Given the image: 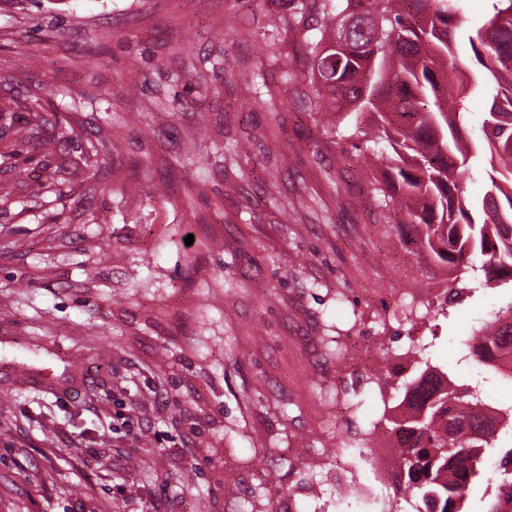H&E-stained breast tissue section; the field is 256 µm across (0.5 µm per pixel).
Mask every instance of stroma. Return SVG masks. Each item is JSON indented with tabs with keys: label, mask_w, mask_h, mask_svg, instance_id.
Listing matches in <instances>:
<instances>
[{
	"label": "stroma",
	"mask_w": 512,
	"mask_h": 512,
	"mask_svg": "<svg viewBox=\"0 0 512 512\" xmlns=\"http://www.w3.org/2000/svg\"><path fill=\"white\" fill-rule=\"evenodd\" d=\"M299 4L0 0V512H326L342 436L383 408L368 375L412 344L512 406L459 347L512 286L441 309L455 271L411 255L365 181L388 145L344 112L316 128L279 61L312 25ZM35 91L53 156L20 121ZM91 143L107 168L56 174Z\"/></svg>",
	"instance_id": "35a3bbf8"
}]
</instances>
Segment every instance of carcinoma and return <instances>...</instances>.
<instances>
[{"instance_id": "obj_1", "label": "carcinoma", "mask_w": 512, "mask_h": 512, "mask_svg": "<svg viewBox=\"0 0 512 512\" xmlns=\"http://www.w3.org/2000/svg\"><path fill=\"white\" fill-rule=\"evenodd\" d=\"M455 0H310L316 38L298 43L314 97L329 96L356 118L378 128L391 156L372 191L393 188L413 224L415 250L430 263L464 269L491 288L512 282V0H494V13L463 32L494 86L484 98L482 140L465 139L473 90L457 66ZM27 136L41 141L49 119L39 98L28 106ZM85 171L107 164L92 148L80 157ZM483 167L488 189L467 198L461 184ZM493 377L512 382V367L495 364L512 354V304L496 313L466 344ZM406 354L422 367L384 405L369 435L383 434L402 449L404 478L393 494L412 512H470L469 501L487 475L486 460L501 431L512 434V409L492 407L479 385L456 383L415 347ZM352 464L369 463L355 438ZM497 492L482 512H512V444L498 449Z\"/></svg>"}]
</instances>
